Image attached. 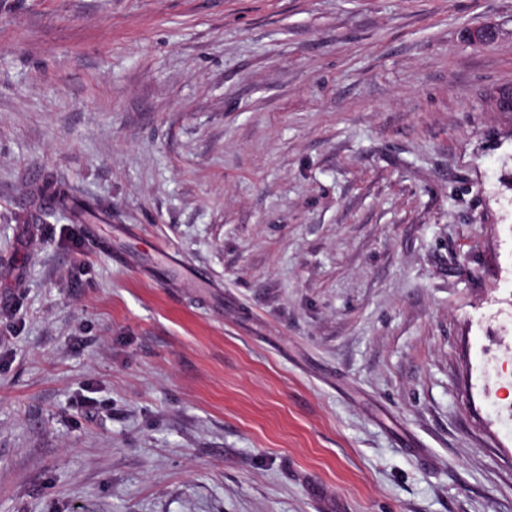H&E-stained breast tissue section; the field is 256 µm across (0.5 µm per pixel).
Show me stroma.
Listing matches in <instances>:
<instances>
[{
    "instance_id": "35a3bbf8",
    "label": "stroma",
    "mask_w": 512,
    "mask_h": 512,
    "mask_svg": "<svg viewBox=\"0 0 512 512\" xmlns=\"http://www.w3.org/2000/svg\"><path fill=\"white\" fill-rule=\"evenodd\" d=\"M511 87L512 0H0V512H512Z\"/></svg>"
}]
</instances>
